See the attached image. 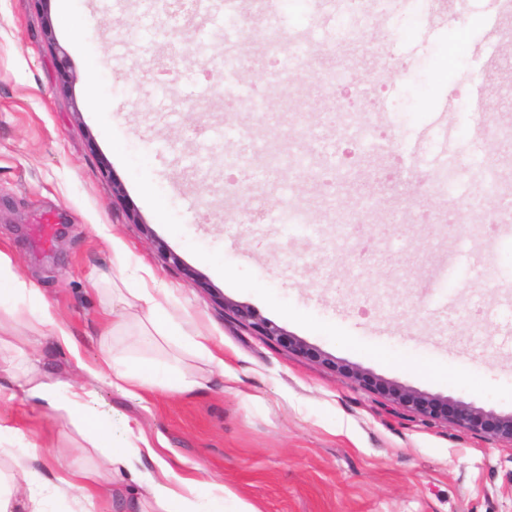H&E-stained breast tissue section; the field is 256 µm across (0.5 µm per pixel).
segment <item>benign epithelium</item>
Returning a JSON list of instances; mask_svg holds the SVG:
<instances>
[{
    "label": "benign epithelium",
    "instance_id": "obj_1",
    "mask_svg": "<svg viewBox=\"0 0 512 512\" xmlns=\"http://www.w3.org/2000/svg\"><path fill=\"white\" fill-rule=\"evenodd\" d=\"M224 313L232 315L240 323L270 340L278 341L283 336L280 328L258 318L247 309L226 306ZM374 387L395 395L398 403L413 409L426 418H441L443 417L442 411L448 409L450 410L449 418L455 425L474 433L489 434L512 441L511 413L496 414L463 400L432 395L401 386L395 387L379 377L375 378Z\"/></svg>",
    "mask_w": 512,
    "mask_h": 512
}]
</instances>
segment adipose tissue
I'll use <instances>...</instances> for the list:
<instances>
[{"label":"adipose tissue","instance_id":"obj_1","mask_svg":"<svg viewBox=\"0 0 512 512\" xmlns=\"http://www.w3.org/2000/svg\"><path fill=\"white\" fill-rule=\"evenodd\" d=\"M0 281L6 282L14 293L29 299L32 313L37 315L40 323L50 327L57 341L69 343L68 331L58 325L49 305L13 272L11 258L2 252ZM125 286L132 305L145 311L157 335L184 343L198 354L208 357L216 367H223V359L212 353L200 333L194 332L192 321L167 307L165 296L159 289L148 287L144 277L138 275L128 277ZM90 374L106 379L117 391L129 396H139L157 387L172 391H188L194 387L193 382L179 376L171 367L153 362H132L117 354L105 358L103 366L92 368ZM27 392L42 406L53 410L63 409L81 419L92 438L107 434L108 427L103 420L92 419L86 414L91 392L85 386L37 383L29 386ZM141 455V448L127 443L107 455L106 463L118 476L145 485L160 512H225L226 490L223 483L181 474L160 457L155 460V471L140 472L136 464Z\"/></svg>","mask_w":512,"mask_h":512}]
</instances>
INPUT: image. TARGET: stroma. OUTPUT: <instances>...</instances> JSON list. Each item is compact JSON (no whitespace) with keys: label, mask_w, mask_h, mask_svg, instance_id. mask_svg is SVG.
I'll return each instance as SVG.
<instances>
[{"label":"stroma","mask_w":512,"mask_h":512,"mask_svg":"<svg viewBox=\"0 0 512 512\" xmlns=\"http://www.w3.org/2000/svg\"><path fill=\"white\" fill-rule=\"evenodd\" d=\"M488 16L481 9L436 30L417 12L394 19L408 69L386 84L396 123L379 162L314 112H283L276 124L247 129L250 140L291 147L298 127H318L313 170L324 150L334 151L348 184L370 181L378 213L400 218L340 229L345 191L322 194L313 179L286 170L267 183L258 172L263 154L251 155L246 171H193L196 152L238 153L242 120L199 80L198 39L148 14L141 0H72L66 14L57 0H0V251L76 344H58L31 314L0 312V362L13 367L0 373V445H37L24 467L48 480L78 471L115 490L88 499L79 489H47L38 512L157 507L119 485L81 425L29 398L22 374L86 385L89 413L108 420L114 446L126 424L140 425L141 440L175 469L216 479L257 512H512L511 441L424 419L223 313L227 302L247 307L332 360L512 414V234L444 237L421 221L428 198L404 171L407 137L428 125L446 94L499 86L496 78L476 84L482 61L461 51L479 42ZM58 45L76 76L69 85L57 73ZM163 57L164 91L154 68ZM116 181L124 198L112 195ZM258 201L266 223L243 222ZM291 204L320 233L285 228ZM40 224L52 227L45 247L35 241ZM165 250L179 265L163 262ZM478 253L485 263L476 268ZM125 266L168 292L223 367L167 343L138 309L104 336ZM108 346L176 367L199 386L139 399L85 382L84 366L100 363Z\"/></svg>","instance_id":"stroma-1"}]
</instances>
